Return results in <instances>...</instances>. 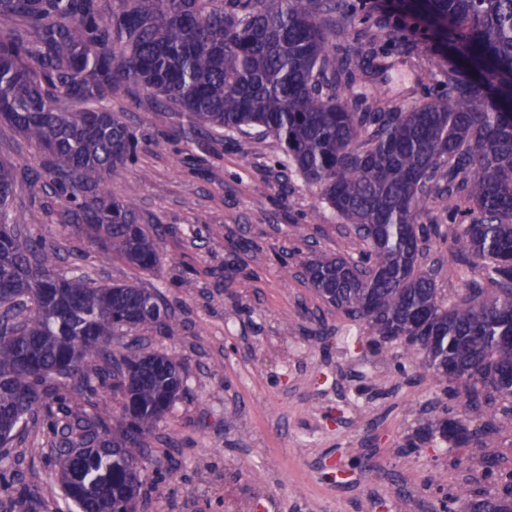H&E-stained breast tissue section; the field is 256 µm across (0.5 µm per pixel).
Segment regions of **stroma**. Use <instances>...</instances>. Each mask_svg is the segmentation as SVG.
Segmentation results:
<instances>
[{
  "mask_svg": "<svg viewBox=\"0 0 512 512\" xmlns=\"http://www.w3.org/2000/svg\"><path fill=\"white\" fill-rule=\"evenodd\" d=\"M413 50L364 92L405 112L428 100L425 71L444 68L447 50L414 21ZM144 87L126 84L108 108L136 133L138 161L112 178L114 197L133 200L139 224L163 229L162 261L137 270L110 257L74 225L60 223L45 155L0 123V161L20 183L11 200L32 233L54 248L58 272L156 291L178 325L169 336L141 327L120 336L174 355L186 393L154 426L138 512H237L259 481L276 512H430L438 491L454 512L475 493H500L490 471L512 472V404L485 403L474 425L480 446L404 442L420 412L439 402L462 410L463 384L400 365L401 343L375 346L364 322L326 305L309 285L312 254L359 257L365 244L283 166L277 140L198 129L179 110L160 111ZM454 256L436 239L422 259L449 298L463 286ZM19 473L21 494L0 491V512H67L55 473L57 450L41 426L0 448V470Z\"/></svg>",
  "mask_w": 512,
  "mask_h": 512,
  "instance_id": "stroma-1",
  "label": "stroma"
}]
</instances>
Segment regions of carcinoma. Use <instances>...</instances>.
Returning <instances> with one entry per match:
<instances>
[{
    "mask_svg": "<svg viewBox=\"0 0 512 512\" xmlns=\"http://www.w3.org/2000/svg\"><path fill=\"white\" fill-rule=\"evenodd\" d=\"M452 53L427 81L437 93L408 112L341 95L407 52V30L358 55L336 44L345 19L370 20L365 0H0V119L51 161L66 195L62 222L142 271L164 252L161 231L137 223L133 202L107 183L137 159L135 132L95 107L123 82L161 97L203 126L257 129L283 146L288 169L320 188L367 250L306 263L316 294L379 343L450 384L466 382L467 412L434 405L405 447L441 438L476 445L481 394L512 401V0H413ZM13 167L0 162V447L41 419L61 458L58 482L78 512L137 502L146 437L183 392L184 364L131 346L112 385L96 386L86 360L107 359L117 333L177 324L132 284H96L54 269V253L11 214ZM448 199L451 247L480 280L452 303L419 258L432 195ZM77 377L92 411L71 419L56 379ZM120 400L110 420L101 390ZM478 496L471 512H512L509 495Z\"/></svg>",
    "mask_w": 512,
    "mask_h": 512,
    "instance_id": "carcinoma-1",
    "label": "carcinoma"
}]
</instances>
